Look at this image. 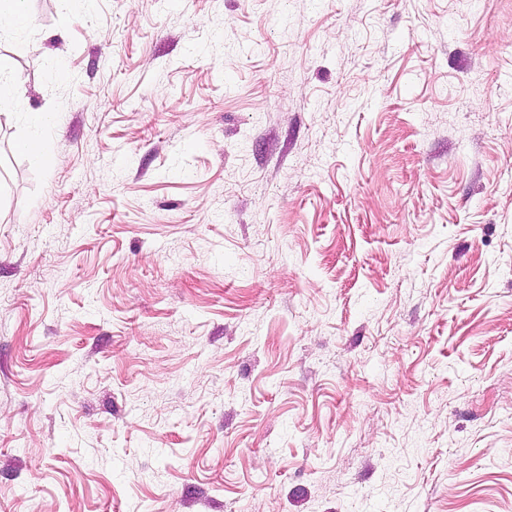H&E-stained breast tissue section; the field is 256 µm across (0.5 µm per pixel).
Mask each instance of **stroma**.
Listing matches in <instances>:
<instances>
[{
  "mask_svg": "<svg viewBox=\"0 0 512 512\" xmlns=\"http://www.w3.org/2000/svg\"><path fill=\"white\" fill-rule=\"evenodd\" d=\"M27 9L0 512H512V0Z\"/></svg>",
  "mask_w": 512,
  "mask_h": 512,
  "instance_id": "35a3bbf8",
  "label": "stroma"
}]
</instances>
